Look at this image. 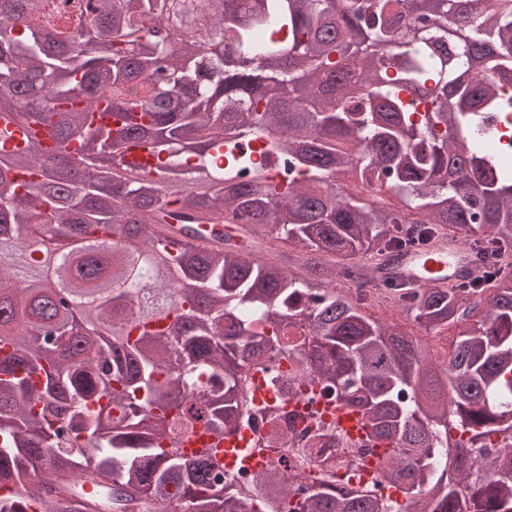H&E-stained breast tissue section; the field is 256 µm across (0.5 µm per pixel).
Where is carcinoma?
I'll return each mask as SVG.
<instances>
[{"mask_svg": "<svg viewBox=\"0 0 512 512\" xmlns=\"http://www.w3.org/2000/svg\"><path fill=\"white\" fill-rule=\"evenodd\" d=\"M42 4L0 0V512H512V269L487 296L379 275L448 234L512 255L487 150L512 0H97L73 42ZM279 160L299 177L274 186ZM216 218L239 240L200 245ZM346 283L467 325L452 361ZM279 356L266 387L331 392L388 444L366 487L297 497L270 468L252 500L217 453L162 447L238 430Z\"/></svg>", "mask_w": 512, "mask_h": 512, "instance_id": "obj_1", "label": "carcinoma"}]
</instances>
